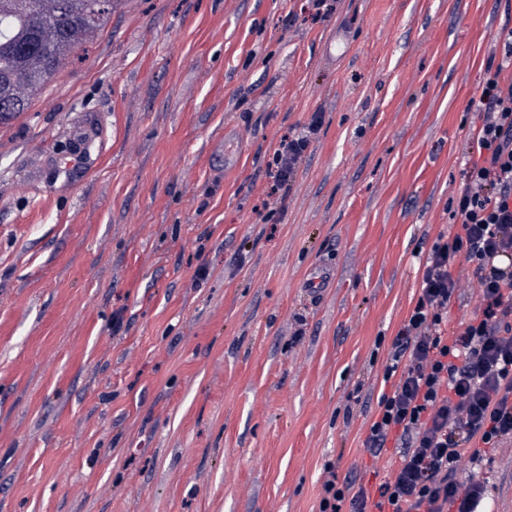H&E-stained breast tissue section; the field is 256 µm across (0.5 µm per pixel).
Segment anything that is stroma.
<instances>
[{
    "mask_svg": "<svg viewBox=\"0 0 512 512\" xmlns=\"http://www.w3.org/2000/svg\"><path fill=\"white\" fill-rule=\"evenodd\" d=\"M328 2L112 0L0 120V512H318L325 464L399 467L363 442L512 0ZM482 454L460 478L512 512V443ZM321 121V114L314 113L305 127L306 130L297 136L283 137L274 150L272 162L269 163L270 169H273L271 174L274 179L271 194L282 192L278 198L280 201L287 196L298 166L311 142V136L318 131Z\"/></svg>",
    "mask_w": 512,
    "mask_h": 512,
    "instance_id": "35a3bbf8",
    "label": "stroma"
}]
</instances>
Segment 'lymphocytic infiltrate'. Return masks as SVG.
I'll list each match as a JSON object with an SVG mask.
<instances>
[{
    "mask_svg": "<svg viewBox=\"0 0 512 512\" xmlns=\"http://www.w3.org/2000/svg\"><path fill=\"white\" fill-rule=\"evenodd\" d=\"M474 158L450 206L460 229L439 234L422 262L420 292L394 338L384 368L394 379L381 394L364 445L380 454L388 441L402 450L396 474L375 489L329 474L319 512H479L485 486L456 478L463 459L481 460L482 448L512 440V82L488 75L477 102ZM313 114L302 133L282 138L270 167L273 192H288L311 137ZM464 258L479 288L478 310L446 334L448 305L459 288L451 272Z\"/></svg>",
    "mask_w": 512,
    "mask_h": 512,
    "instance_id": "lymphocytic-infiltrate-1",
    "label": "lymphocytic infiltrate"
}]
</instances>
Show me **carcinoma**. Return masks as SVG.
Wrapping results in <instances>:
<instances>
[{
    "label": "carcinoma",
    "mask_w": 512,
    "mask_h": 512,
    "mask_svg": "<svg viewBox=\"0 0 512 512\" xmlns=\"http://www.w3.org/2000/svg\"><path fill=\"white\" fill-rule=\"evenodd\" d=\"M95 0H0V104L6 113L24 111L73 48L103 28L107 9L87 23Z\"/></svg>",
    "instance_id": "1"
}]
</instances>
